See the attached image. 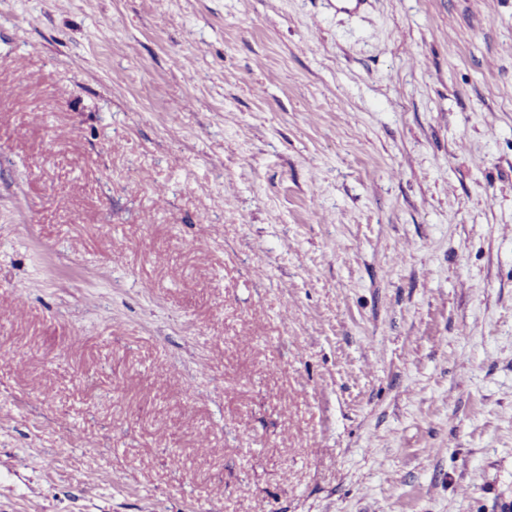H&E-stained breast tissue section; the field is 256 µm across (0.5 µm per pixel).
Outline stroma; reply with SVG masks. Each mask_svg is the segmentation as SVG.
<instances>
[{"instance_id":"stroma-1","label":"stroma","mask_w":512,"mask_h":512,"mask_svg":"<svg viewBox=\"0 0 512 512\" xmlns=\"http://www.w3.org/2000/svg\"><path fill=\"white\" fill-rule=\"evenodd\" d=\"M1 351L0 512H512V0H0Z\"/></svg>"}]
</instances>
